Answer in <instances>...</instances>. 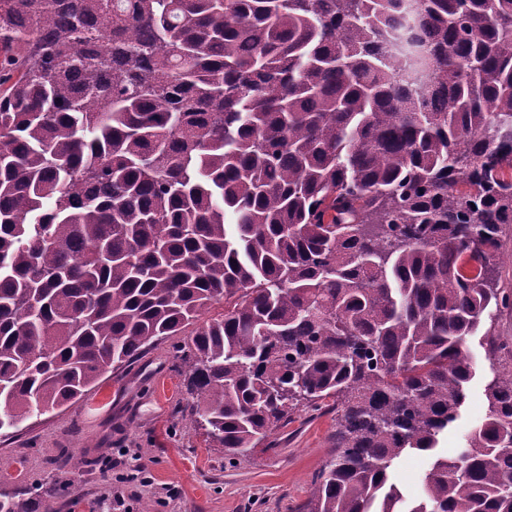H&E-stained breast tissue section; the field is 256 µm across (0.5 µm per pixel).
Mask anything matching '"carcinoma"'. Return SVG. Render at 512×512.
I'll use <instances>...</instances> for the list:
<instances>
[{
    "instance_id": "obj_1",
    "label": "carcinoma",
    "mask_w": 512,
    "mask_h": 512,
    "mask_svg": "<svg viewBox=\"0 0 512 512\" xmlns=\"http://www.w3.org/2000/svg\"><path fill=\"white\" fill-rule=\"evenodd\" d=\"M511 224L512 0H0V432L186 336L189 427L246 457L331 402L302 512H396L481 332L402 512H512ZM500 260L498 261V287L512 291V232L507 231L502 239ZM485 345L481 336H473L468 342L474 359L475 374L467 384V398L454 427L444 433L435 450L442 455L456 453L462 447L466 436L479 426L486 412L485 385L493 376L490 361L486 358ZM431 465L430 455L413 452L402 456L393 466L389 483L395 484L407 499L420 494L423 477Z\"/></svg>"
}]
</instances>
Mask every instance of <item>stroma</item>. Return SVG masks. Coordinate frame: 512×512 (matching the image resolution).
Instances as JSON below:
<instances>
[{"label":"stroma","mask_w":512,"mask_h":512,"mask_svg":"<svg viewBox=\"0 0 512 512\" xmlns=\"http://www.w3.org/2000/svg\"><path fill=\"white\" fill-rule=\"evenodd\" d=\"M170 338L125 367L105 370L97 388L31 428L0 438V490L28 493L37 510L60 512H298L329 460L335 412L303 411L277 429L273 447L232 461L209 448L181 417L187 401ZM475 374L454 427L437 451L456 453L486 412L493 376L481 337H471ZM431 458L413 452L389 481L406 498L419 495Z\"/></svg>","instance_id":"1"}]
</instances>
